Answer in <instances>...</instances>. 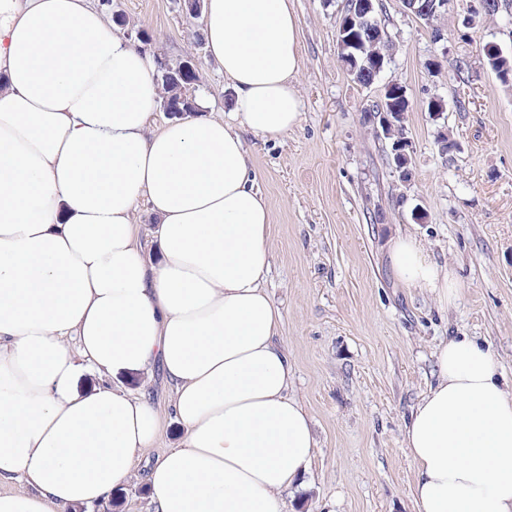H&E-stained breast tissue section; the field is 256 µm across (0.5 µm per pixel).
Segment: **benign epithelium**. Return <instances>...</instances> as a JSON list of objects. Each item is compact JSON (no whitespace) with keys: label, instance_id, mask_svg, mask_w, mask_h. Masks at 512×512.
Here are the masks:
<instances>
[{"label":"benign epithelium","instance_id":"1","mask_svg":"<svg viewBox=\"0 0 512 512\" xmlns=\"http://www.w3.org/2000/svg\"><path fill=\"white\" fill-rule=\"evenodd\" d=\"M415 16L429 22L434 13L448 6V0H403ZM377 4L379 0H348L341 20V26L337 34V46L339 59L348 74H354L361 69L377 76L384 68L387 59L383 57L359 60L357 52L361 41L365 39H378L385 29L377 23ZM386 96L389 100L380 104L375 117L379 118V124L387 127L399 118L405 116L408 109V100L404 90L398 85L387 88ZM392 161L396 168H401L405 161L411 159L412 144L404 139L392 147Z\"/></svg>","mask_w":512,"mask_h":512}]
</instances>
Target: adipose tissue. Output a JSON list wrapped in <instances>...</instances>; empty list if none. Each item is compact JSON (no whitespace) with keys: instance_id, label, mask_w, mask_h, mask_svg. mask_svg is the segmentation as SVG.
I'll return each mask as SVG.
<instances>
[{"instance_id":"obj_1","label":"adipose tissue","mask_w":512,"mask_h":512,"mask_svg":"<svg viewBox=\"0 0 512 512\" xmlns=\"http://www.w3.org/2000/svg\"><path fill=\"white\" fill-rule=\"evenodd\" d=\"M231 126L149 129L154 62L91 0H0V512L107 500L160 432L117 383L161 365L183 428L149 466L153 512H285L315 448L288 394L282 315L264 288L272 214L239 127L268 140L301 121L289 0H206ZM148 202L160 259L132 216ZM398 281L458 297L420 242L396 236ZM405 443L419 512H512V394L485 346L452 336ZM85 373L99 386L76 388Z\"/></svg>"}]
</instances>
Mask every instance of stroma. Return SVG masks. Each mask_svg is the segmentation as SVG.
I'll use <instances>...</instances> for the list:
<instances>
[{
	"mask_svg": "<svg viewBox=\"0 0 512 512\" xmlns=\"http://www.w3.org/2000/svg\"><path fill=\"white\" fill-rule=\"evenodd\" d=\"M292 2L301 122L277 140L241 132L272 212L264 286L283 317L280 342L294 365L289 392L311 416L316 440L302 486L284 498L288 512H418L404 425L435 380L437 346L451 336L476 339L512 387V83L482 52L494 43L512 57V0H499L491 17L471 16V0H448L430 24L402 0H382L394 48L368 85L338 57L345 0ZM103 10L154 62L194 59L195 96L231 119L233 91L207 53L202 16L180 0H110ZM437 29L443 41L434 40ZM391 84L410 102L405 181L366 114ZM434 98L444 102L441 114L427 110ZM444 137L456 149L441 152ZM400 234L454 268L453 305L397 281L388 243ZM124 386L151 400L161 431L108 500L72 512H150L147 464L182 439L160 368Z\"/></svg>",
	"mask_w": 512,
	"mask_h": 512,
	"instance_id": "obj_1",
	"label": "stroma"
}]
</instances>
